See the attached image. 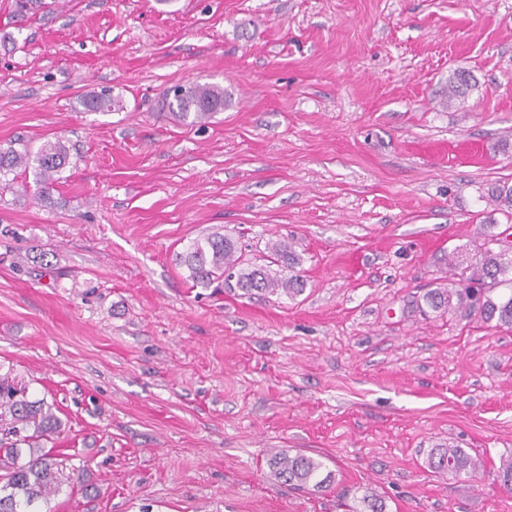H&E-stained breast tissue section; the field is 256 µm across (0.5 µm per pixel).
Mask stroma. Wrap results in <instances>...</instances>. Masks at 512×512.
Returning <instances> with one entry per match:
<instances>
[{
    "mask_svg": "<svg viewBox=\"0 0 512 512\" xmlns=\"http://www.w3.org/2000/svg\"><path fill=\"white\" fill-rule=\"evenodd\" d=\"M193 84L229 106L181 120ZM57 139L49 201L19 169L0 190V381L65 425L38 512H340L366 486L512 512V329L424 302L512 239V0H0V146ZM213 232L291 244L303 292L193 286L177 256ZM438 444L483 469L431 472ZM277 450L335 484L275 482ZM472 78L466 71L459 70L448 79V100H463L470 91L475 88L476 83L472 84Z\"/></svg>",
    "mask_w": 512,
    "mask_h": 512,
    "instance_id": "stroma-1",
    "label": "stroma"
}]
</instances>
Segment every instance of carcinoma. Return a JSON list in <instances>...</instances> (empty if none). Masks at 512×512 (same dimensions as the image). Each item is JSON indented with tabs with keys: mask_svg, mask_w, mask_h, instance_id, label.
I'll list each match as a JSON object with an SVG mask.
<instances>
[{
	"mask_svg": "<svg viewBox=\"0 0 512 512\" xmlns=\"http://www.w3.org/2000/svg\"><path fill=\"white\" fill-rule=\"evenodd\" d=\"M475 88L470 74L463 70L448 79V101L463 100ZM114 105L112 94L101 93L92 97L86 106L91 111L109 112ZM228 105L224 89L212 85H193L179 88L168 102L170 111L184 120L193 118L200 122ZM69 157L66 144L61 140L43 144L37 152H19L0 149V176L24 168L32 170L39 196L50 198V190L57 173L65 167ZM497 249H485L475 263L468 266L469 275L457 281H448L443 288H435L425 301L433 311H455L468 316L478 315L483 320L496 321V325L512 327V293L495 294L501 285H512V242L507 239H490ZM271 260L264 264L251 262L238 253L236 243L219 232L197 238L188 246L180 261L189 271L193 284L208 287L224 277V273L238 270V285L247 292H281L290 297L304 289V281L298 274H286L273 268L283 263L292 269L297 258L291 246L274 243L270 247ZM10 418L9 433L19 442L29 443L30 459L18 463L17 448L8 446L0 454V512H34L32 507L59 492L56 462L39 448L38 438L61 432L62 423L52 412L50 405L25 399L11 402L1 417ZM34 426L31 435L24 434ZM271 475L277 482L300 491H324L333 486L336 474L327 469L320 459L300 452L272 453L267 460ZM427 467L435 473H447L454 477L472 476L483 467L481 458L472 456L462 448L438 445L430 450ZM384 499L370 488L345 504V512H385Z\"/></svg>",
	"mask_w": 512,
	"mask_h": 512,
	"instance_id": "cac0c4a2",
	"label": "carcinoma"
}]
</instances>
